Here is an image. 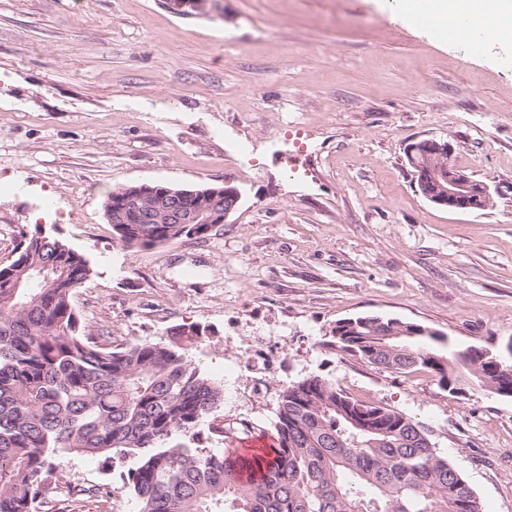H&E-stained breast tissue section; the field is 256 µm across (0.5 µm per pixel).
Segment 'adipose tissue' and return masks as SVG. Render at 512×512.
<instances>
[{
    "instance_id": "1",
    "label": "adipose tissue",
    "mask_w": 512,
    "mask_h": 512,
    "mask_svg": "<svg viewBox=\"0 0 512 512\" xmlns=\"http://www.w3.org/2000/svg\"><path fill=\"white\" fill-rule=\"evenodd\" d=\"M502 6L503 0H435V11L441 21L467 16L484 34L487 55L495 57L512 56V33L498 32L494 22Z\"/></svg>"
}]
</instances>
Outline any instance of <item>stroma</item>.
<instances>
[{"label":"stroma","mask_w":512,"mask_h":512,"mask_svg":"<svg viewBox=\"0 0 512 512\" xmlns=\"http://www.w3.org/2000/svg\"><path fill=\"white\" fill-rule=\"evenodd\" d=\"M436 137L475 179L509 185L455 212L417 191L406 147ZM227 184L242 202L203 240L118 244L109 191ZM65 239L94 274L73 297L116 348L193 323L191 358L238 388L205 418L273 430L307 375L424 427L483 512H512V397L452 394L436 373L344 354L339 320L381 315L453 347L512 344V63L457 51L378 0H0V265L19 229ZM120 464L65 460L37 512H137ZM216 0H166L165 4L174 13L188 17L209 16Z\"/></svg>","instance_id":"stroma-1"}]
</instances>
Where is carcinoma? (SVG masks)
I'll use <instances>...</instances> for the list:
<instances>
[{"label":"carcinoma","instance_id":"1","mask_svg":"<svg viewBox=\"0 0 512 512\" xmlns=\"http://www.w3.org/2000/svg\"><path fill=\"white\" fill-rule=\"evenodd\" d=\"M121 246L190 238L187 224L112 225ZM93 275L89 259L38 227L20 231L0 266V512H35L60 462L74 455L133 460L120 474L138 512H482L462 474L428 446L411 419L358 401L309 375L280 396L273 457H242L246 420L209 427L215 451L175 443L196 437L224 388L193 363L206 327H172L164 342L112 349L86 333L72 305ZM339 327L336 347L399 373L429 370L452 386L503 383L495 355L436 345L410 323L380 315ZM256 468L247 481L239 472Z\"/></svg>","mask_w":512,"mask_h":512}]
</instances>
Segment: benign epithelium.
I'll list each match as a JSON object with an SVG mask.
<instances>
[{
    "label": "benign epithelium",
    "instance_id": "obj_1",
    "mask_svg": "<svg viewBox=\"0 0 512 512\" xmlns=\"http://www.w3.org/2000/svg\"><path fill=\"white\" fill-rule=\"evenodd\" d=\"M216 0H165L174 13L188 17L208 16L214 11ZM451 144L430 137L408 147V154L416 168V180L423 184L436 182L433 203L453 211H468L488 206L493 196L502 193V185L494 180L477 181L451 172L447 162ZM124 201L112 204V219L119 220L127 204L151 208L155 223L208 224L215 227L226 223L241 200L240 191L226 184L201 190L165 187L159 184H141L124 189Z\"/></svg>",
    "mask_w": 512,
    "mask_h": 512
}]
</instances>
